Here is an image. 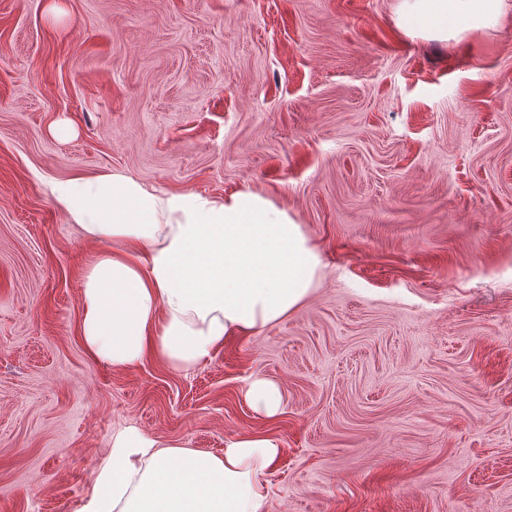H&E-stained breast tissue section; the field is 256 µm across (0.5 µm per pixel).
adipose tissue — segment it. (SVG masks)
<instances>
[{"label":"adipose tissue","mask_w":512,"mask_h":512,"mask_svg":"<svg viewBox=\"0 0 512 512\" xmlns=\"http://www.w3.org/2000/svg\"><path fill=\"white\" fill-rule=\"evenodd\" d=\"M404 26L447 39L496 28L507 0H400ZM57 202L96 252L80 279L81 336L115 370L154 354L187 371L226 336L255 334L296 310L322 276L319 251L285 208L244 189L158 194L121 173L74 178ZM279 455L264 435L225 439L220 455L163 443L134 426L112 435L80 512H266L262 475Z\"/></svg>","instance_id":"adipose-tissue-1"}]
</instances>
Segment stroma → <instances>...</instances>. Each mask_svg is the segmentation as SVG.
I'll list each match as a JSON object with an SVG mask.
<instances>
[{"mask_svg":"<svg viewBox=\"0 0 512 512\" xmlns=\"http://www.w3.org/2000/svg\"><path fill=\"white\" fill-rule=\"evenodd\" d=\"M399 4L0 0V512H79L123 425L271 435L267 512H512V15L438 40ZM104 172L272 199L319 287L187 372L93 361L100 246L52 186ZM244 397L255 412L267 418L276 417L280 411L279 389L266 379H252L244 390Z\"/></svg>","mask_w":512,"mask_h":512,"instance_id":"1","label":"stroma"}]
</instances>
